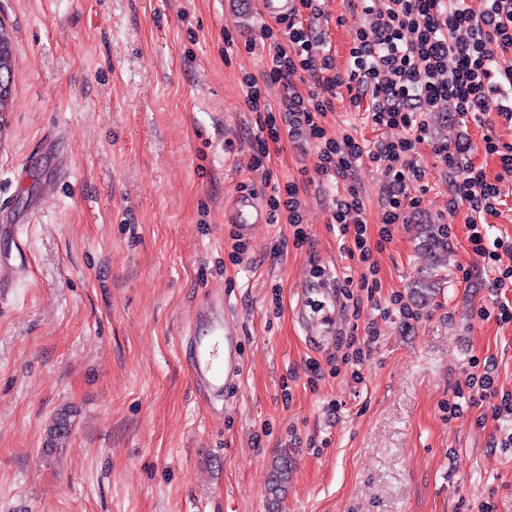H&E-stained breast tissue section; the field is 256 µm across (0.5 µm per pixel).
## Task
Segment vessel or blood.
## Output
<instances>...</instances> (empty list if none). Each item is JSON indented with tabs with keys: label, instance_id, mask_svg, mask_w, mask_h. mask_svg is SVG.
<instances>
[{
	"label": "vessel or blood",
	"instance_id": "b4317fda",
	"mask_svg": "<svg viewBox=\"0 0 512 512\" xmlns=\"http://www.w3.org/2000/svg\"><path fill=\"white\" fill-rule=\"evenodd\" d=\"M260 8L265 17L286 22L296 14L298 0H260ZM230 217L239 236L244 238L268 221V214L254 192L235 197ZM296 292L295 315L305 339L311 345L321 343L334 330L341 309L336 280L331 275L319 282L305 278L297 284ZM193 320L211 326L209 340L194 339L190 346L195 382L203 395L214 401L221 393L238 387L241 381L240 321L223 303L208 298L197 307Z\"/></svg>",
	"mask_w": 512,
	"mask_h": 512
}]
</instances>
